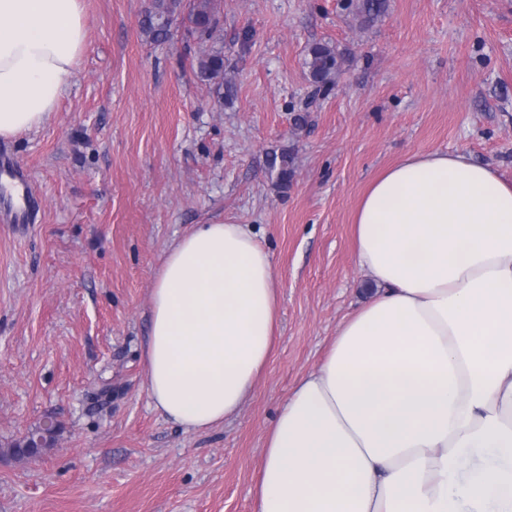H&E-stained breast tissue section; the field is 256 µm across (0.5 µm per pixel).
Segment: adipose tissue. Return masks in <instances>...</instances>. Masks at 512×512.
Returning <instances> with one entry per match:
<instances>
[{
    "instance_id": "ef3b65f1",
    "label": "adipose tissue",
    "mask_w": 512,
    "mask_h": 512,
    "mask_svg": "<svg viewBox=\"0 0 512 512\" xmlns=\"http://www.w3.org/2000/svg\"><path fill=\"white\" fill-rule=\"evenodd\" d=\"M86 46L81 0H0V139L52 118ZM373 291L267 431L254 512H512V183L417 151L354 217ZM280 308L250 225L199 224L153 274L154 409L203 432L264 375Z\"/></svg>"
}]
</instances>
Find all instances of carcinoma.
<instances>
[{
	"label": "carcinoma",
	"instance_id": "1",
	"mask_svg": "<svg viewBox=\"0 0 512 512\" xmlns=\"http://www.w3.org/2000/svg\"><path fill=\"white\" fill-rule=\"evenodd\" d=\"M186 14L187 31L205 48L197 57L198 77L213 85L216 102L224 105L233 100L235 85L224 77V48L220 37L221 0H149L141 21L142 31L150 41L161 43L169 34L173 18ZM340 56L335 46L314 42L307 48L305 66L308 80L321 88L334 83L339 72ZM270 166L278 168V185L288 186L293 174V157L283 152L272 154Z\"/></svg>",
	"mask_w": 512,
	"mask_h": 512
}]
</instances>
